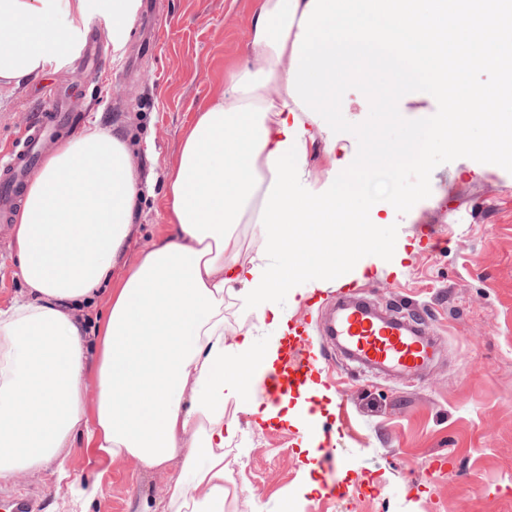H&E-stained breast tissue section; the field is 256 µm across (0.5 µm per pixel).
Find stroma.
I'll return each mask as SVG.
<instances>
[{
    "instance_id": "obj_1",
    "label": "stroma",
    "mask_w": 512,
    "mask_h": 512,
    "mask_svg": "<svg viewBox=\"0 0 512 512\" xmlns=\"http://www.w3.org/2000/svg\"><path fill=\"white\" fill-rule=\"evenodd\" d=\"M257 0H151L160 28L153 51L130 60L129 49H106L96 78L70 61L28 85L0 87V154L19 141L28 119L50 104L57 86L74 88L86 121L118 127L129 139L145 189L124 260L123 276L141 252L168 233L165 177L196 115L224 89L227 75L252 64L247 32ZM383 77L370 74L340 85L325 104L351 156L373 163L360 179L361 197L375 200L376 258L359 285L381 307L402 301L422 307L439 354L426 376H352L334 365L320 384L343 404L321 411L309 430L291 424L262 427L235 404L225 419L238 425L225 446L224 512H347L328 497L309 469L305 446L332 442L344 459L342 484L370 487L357 512H512V168L485 152L434 140L422 155L394 148L423 121L424 108L444 111L427 97L383 112ZM12 220L0 218V305L23 290L11 249ZM404 241L401 271L383 254ZM164 470L135 461H101L75 442L66 477L54 470L0 484V512L17 493L39 496L41 512H76L74 490L100 482L88 512H166Z\"/></svg>"
}]
</instances>
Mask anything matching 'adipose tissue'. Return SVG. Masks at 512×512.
<instances>
[{
  "label": "adipose tissue",
  "instance_id": "adipose-tissue-1",
  "mask_svg": "<svg viewBox=\"0 0 512 512\" xmlns=\"http://www.w3.org/2000/svg\"><path fill=\"white\" fill-rule=\"evenodd\" d=\"M112 19L121 49L141 0H67L72 29L91 2ZM51 0H0V84L36 80L66 54ZM256 69L231 74L201 112L166 176L169 232L120 282L143 187L123 135L99 127L50 153L14 217L12 248L26 295L0 307V481L63 465L75 438L109 460L158 469L180 460L167 486L170 512H224V448L237 435L224 407L296 423L261 407L251 371L272 366L277 343L257 347L252 330L224 333L225 298L241 299L278 337L287 310L273 296L289 284L283 253L322 251L348 223L359 248L369 225L351 223L354 180L328 178L302 196L306 148L319 132L344 137L319 106L322 82H346L353 64L387 76L385 104L424 93L450 98L451 112L413 128L399 153L442 139L468 145L473 94L449 85L448 68L470 54L491 67L512 59V0H260L248 30ZM485 122L495 159L512 166V89L487 93ZM238 224H256L262 246L241 260ZM109 286L95 400L86 396L89 343L79 306Z\"/></svg>",
  "mask_w": 512,
  "mask_h": 512
}]
</instances>
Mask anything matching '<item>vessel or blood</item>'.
<instances>
[{
	"mask_svg": "<svg viewBox=\"0 0 512 512\" xmlns=\"http://www.w3.org/2000/svg\"><path fill=\"white\" fill-rule=\"evenodd\" d=\"M80 51L86 70L97 75L101 50L96 30L79 34L73 39ZM73 106L67 95L59 94L51 106L27 126L21 149L13 151L7 160H0V214L10 215L19 206L27 170L39 158L37 148L51 139L57 130L72 117ZM424 316L411 310L395 316L379 314L370 299L356 284L343 285L336 292V308L328 323V334L360 366L384 367L408 376L418 375L431 362L435 351L431 339L424 332ZM288 350L273 368L255 375V393L263 404L280 403L291 393L309 390L323 361L331 358V351L315 352L303 322H292L286 338ZM312 465L320 472L323 486L337 498L362 494L361 484L346 487L335 478L343 465L335 448L322 449L312 458Z\"/></svg>",
	"mask_w": 512,
	"mask_h": 512,
	"instance_id": "b4317fda",
	"label": "vessel or blood"
}]
</instances>
